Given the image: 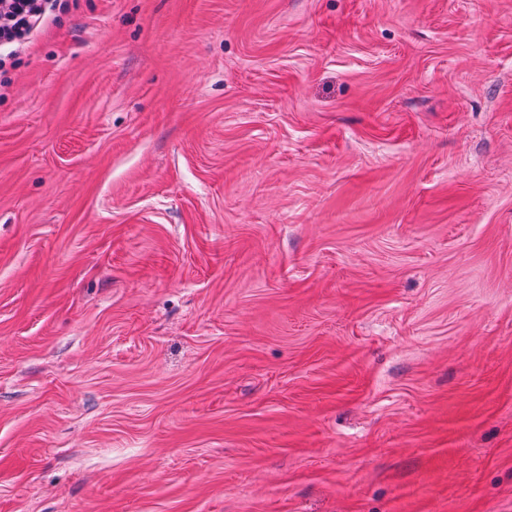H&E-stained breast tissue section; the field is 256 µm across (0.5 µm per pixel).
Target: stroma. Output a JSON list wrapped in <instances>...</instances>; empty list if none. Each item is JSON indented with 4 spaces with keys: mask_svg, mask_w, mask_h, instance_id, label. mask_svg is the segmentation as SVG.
<instances>
[{
    "mask_svg": "<svg viewBox=\"0 0 512 512\" xmlns=\"http://www.w3.org/2000/svg\"><path fill=\"white\" fill-rule=\"evenodd\" d=\"M0 71V512H512V0H69Z\"/></svg>",
    "mask_w": 512,
    "mask_h": 512,
    "instance_id": "1",
    "label": "stroma"
}]
</instances>
